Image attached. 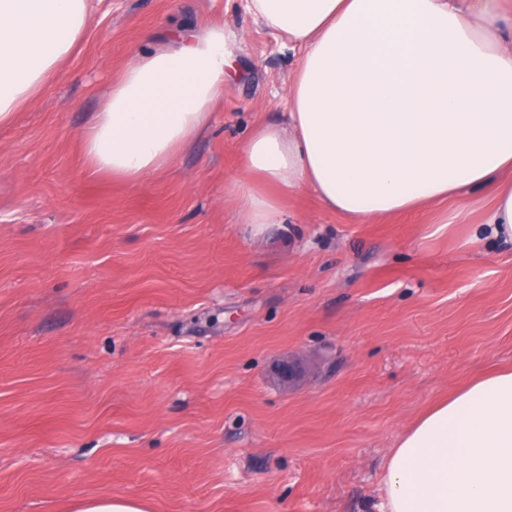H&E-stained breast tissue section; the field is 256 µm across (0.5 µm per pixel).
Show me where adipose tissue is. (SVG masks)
<instances>
[{"label":"adipose tissue","mask_w":512,"mask_h":512,"mask_svg":"<svg viewBox=\"0 0 512 512\" xmlns=\"http://www.w3.org/2000/svg\"><path fill=\"white\" fill-rule=\"evenodd\" d=\"M299 54L286 120L260 124L239 223L284 221L306 189L354 221L491 191L476 230L512 243V7L504 0H248ZM90 0H0V126L54 80ZM237 35L205 25L136 54L80 133L85 170L128 185L209 126ZM380 512H512V369L435 403L388 452Z\"/></svg>","instance_id":"1"}]
</instances>
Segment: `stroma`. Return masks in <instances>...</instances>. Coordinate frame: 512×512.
<instances>
[{"label":"stroma","mask_w":512,"mask_h":512,"mask_svg":"<svg viewBox=\"0 0 512 512\" xmlns=\"http://www.w3.org/2000/svg\"><path fill=\"white\" fill-rule=\"evenodd\" d=\"M247 0H92L77 52L0 128V512H373L385 456L433 403L512 366V247L470 242L487 192L355 222L307 191L253 236L240 150L299 56ZM240 32L207 131L128 186L78 134L178 27ZM309 371L283 388L274 367ZM73 512H148L145 505L134 500L125 499H92L82 500L74 504Z\"/></svg>","instance_id":"35a3bbf8"}]
</instances>
